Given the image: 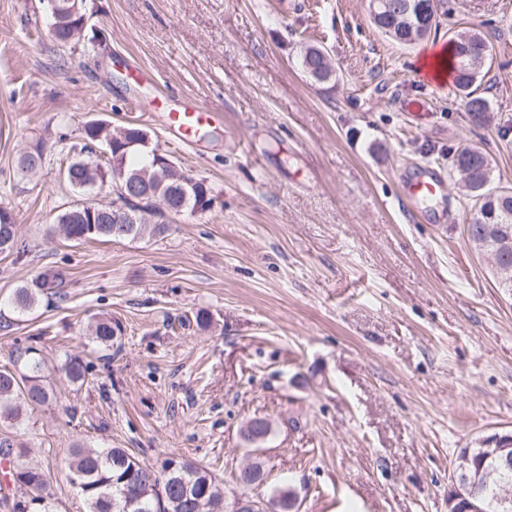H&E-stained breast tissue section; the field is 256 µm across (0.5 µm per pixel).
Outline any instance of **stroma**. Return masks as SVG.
I'll return each instance as SVG.
<instances>
[{"instance_id": "1", "label": "stroma", "mask_w": 512, "mask_h": 512, "mask_svg": "<svg viewBox=\"0 0 512 512\" xmlns=\"http://www.w3.org/2000/svg\"><path fill=\"white\" fill-rule=\"evenodd\" d=\"M78 44L49 36L44 0H0V206L23 253H0V367L37 348L49 404L0 438L26 445L56 512H85L71 483L77 443L124 448L150 466L176 455L227 496L243 465L255 494L292 492L299 512H448L455 458L512 433V292L467 242L456 184L426 210L402 198L420 166L476 143L494 185L512 188V0H448L427 40L400 45L368 0H85ZM470 28L489 42L477 88L495 121L471 127L453 83L425 78L428 47ZM327 48L336 80L300 69L302 44ZM156 80H135L133 67ZM163 93L222 114L205 143H173L153 112ZM92 120L142 125L205 179L213 203L167 233L74 242L59 212L111 203L64 177ZM47 143L39 172L17 163ZM58 272L36 308L16 289ZM208 318L196 323L197 314ZM109 317L111 348L87 333ZM79 357L84 385L62 366ZM264 417L261 455L242 436Z\"/></svg>"}]
</instances>
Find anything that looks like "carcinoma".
Masks as SVG:
<instances>
[{"label": "carcinoma", "instance_id": "carcinoma-1", "mask_svg": "<svg viewBox=\"0 0 512 512\" xmlns=\"http://www.w3.org/2000/svg\"><path fill=\"white\" fill-rule=\"evenodd\" d=\"M420 0H386L383 10L373 22L377 28L401 45L413 44L418 21ZM47 7L57 12L63 24L54 35L61 47L73 42L71 33L84 16L83 0H47ZM452 68L456 73V88L461 97L469 123L484 127L491 121L490 104L476 94L473 86L483 78L481 66L488 51L486 38L476 31H460L451 38ZM299 64L311 80L330 84L336 80V71L325 62L326 51L315 45L299 49ZM145 129L137 125L113 127L100 133L88 123L84 127L85 140L95 145L98 137H109L114 148L108 151L107 162L101 166L83 159L71 161L66 168V180L76 190L85 192L106 183L117 188L132 181L147 194L143 203L125 202L131 219L127 224L112 223V210L96 209L89 212L76 202L59 212L56 223L63 235L75 242L87 239H138L145 235L159 237L168 231L167 214L174 208L195 213L211 207L210 188L203 178L187 174L178 180L153 154L154 147L138 143ZM451 168L465 166L471 171V180L465 186V195L473 201L466 215L468 242L475 251L491 254L501 270L512 271V191L492 183V161L478 145L465 143L448 153ZM45 160L44 144L37 141L20 157L17 169L42 167ZM0 253L20 251L16 222L12 211L0 207ZM59 283L48 275L33 282L31 287L15 291L14 303L22 311L36 306L38 295ZM118 327L112 319L103 317L91 329L93 340L100 346H112ZM44 365L34 356L25 358L21 367L0 370V418L16 421L22 406H41L49 402L50 392L42 372ZM64 371L72 383L83 384L88 369L77 358L65 362ZM0 455L11 462L8 485L0 493V505L10 512H54L51 495L47 492L45 474L27 461L28 449L5 438L0 440ZM70 470L81 480L78 486L86 505V512H197L195 493L209 485L213 492L207 495L208 512H226L224 491L215 483L212 474L189 461L170 472L156 470L124 448H93L76 444L71 449ZM512 491V469L501 470L495 480L487 483L476 480V495L483 512H512L505 510L502 500L506 491Z\"/></svg>", "mask_w": 512, "mask_h": 512}]
</instances>
